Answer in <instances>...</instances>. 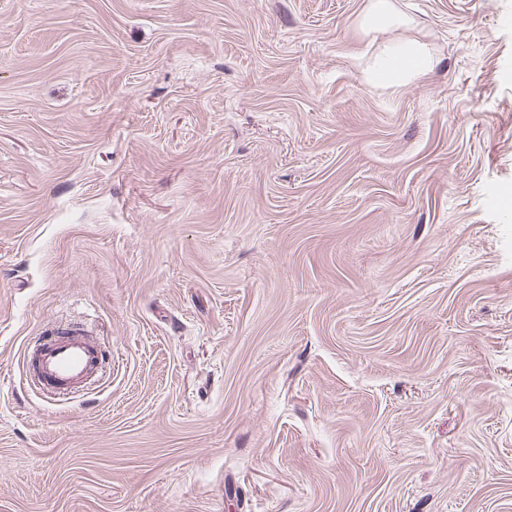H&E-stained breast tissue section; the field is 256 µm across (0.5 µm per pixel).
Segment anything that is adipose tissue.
<instances>
[{"mask_svg":"<svg viewBox=\"0 0 512 512\" xmlns=\"http://www.w3.org/2000/svg\"><path fill=\"white\" fill-rule=\"evenodd\" d=\"M432 56L426 44L398 41L390 43L372 62L385 86L400 87L422 78L431 68Z\"/></svg>","mask_w":512,"mask_h":512,"instance_id":"obj_1","label":"adipose tissue"}]
</instances>
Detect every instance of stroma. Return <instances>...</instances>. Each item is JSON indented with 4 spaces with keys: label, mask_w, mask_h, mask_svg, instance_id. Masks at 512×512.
Listing matches in <instances>:
<instances>
[{
    "label": "stroma",
    "mask_w": 512,
    "mask_h": 512,
    "mask_svg": "<svg viewBox=\"0 0 512 512\" xmlns=\"http://www.w3.org/2000/svg\"><path fill=\"white\" fill-rule=\"evenodd\" d=\"M366 3L0 0V512H512V0ZM403 22L391 0H369L361 16V27L372 32L387 30ZM432 56L422 42H391L372 62L386 87H401L422 78L431 68ZM28 358L38 385L69 393L83 388L97 375L103 352L83 328L56 324L29 351Z\"/></svg>",
    "instance_id": "stroma-1"
}]
</instances>
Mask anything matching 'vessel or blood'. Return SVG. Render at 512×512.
<instances>
[{"label":"vessel or blood","instance_id":"obj_1","mask_svg":"<svg viewBox=\"0 0 512 512\" xmlns=\"http://www.w3.org/2000/svg\"><path fill=\"white\" fill-rule=\"evenodd\" d=\"M28 358L38 385L69 393L83 388L97 375L103 352L83 328L57 324L29 351Z\"/></svg>","mask_w":512,"mask_h":512}]
</instances>
